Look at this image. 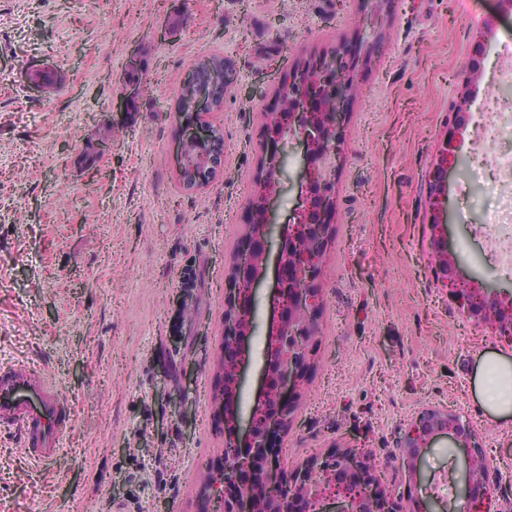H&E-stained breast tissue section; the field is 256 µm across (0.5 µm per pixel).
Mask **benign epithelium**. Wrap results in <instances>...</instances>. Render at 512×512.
<instances>
[{"mask_svg": "<svg viewBox=\"0 0 512 512\" xmlns=\"http://www.w3.org/2000/svg\"><path fill=\"white\" fill-rule=\"evenodd\" d=\"M356 92L350 65L340 49L313 65L297 69L278 90L287 111L264 112L262 150L264 177L251 205L252 224L234 256L230 287L224 295V342L218 368L220 416L224 419V461L208 467L205 485L213 492L214 512H406L403 499L385 488L373 459L351 449L314 457L288 472L276 455L277 440L288 431L300 397L297 392L314 356L316 314L321 305L318 279L332 234L336 161L339 155L338 104ZM192 120L185 123L183 140L208 144L198 156L201 174L195 187L203 188L221 170L218 146L213 144L204 116L216 111L211 96L201 93L184 100ZM463 130L460 106L452 103L448 120L429 173L430 194L437 207L431 221V272L449 289L459 307L478 326H486L512 344V297L492 288L459 281L455 260L448 256L439 204L448 169L459 160ZM304 146L301 203L280 236L278 251L270 257L269 233L274 225L268 203L279 188L281 149L286 138ZM274 263L276 279L273 314L266 333L262 367V394L248 418L241 417L238 393L244 364V346L255 331L253 293ZM440 436L452 437L467 452V482L492 499L489 470L482 445L463 415L446 407L422 409L404 435L403 461L409 477L418 480V461Z\"/></svg>", "mask_w": 512, "mask_h": 512, "instance_id": "1", "label": "benign epithelium"}]
</instances>
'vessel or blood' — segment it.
Listing matches in <instances>:
<instances>
[{
  "label": "vessel or blood",
  "instance_id": "b4317fda",
  "mask_svg": "<svg viewBox=\"0 0 512 512\" xmlns=\"http://www.w3.org/2000/svg\"><path fill=\"white\" fill-rule=\"evenodd\" d=\"M71 421L69 402L48 378L26 364L0 367V428L19 435L30 460H55Z\"/></svg>",
  "mask_w": 512,
  "mask_h": 512
}]
</instances>
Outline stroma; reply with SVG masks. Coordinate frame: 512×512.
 <instances>
[{
	"label": "stroma",
	"mask_w": 512,
	"mask_h": 512,
	"mask_svg": "<svg viewBox=\"0 0 512 512\" xmlns=\"http://www.w3.org/2000/svg\"><path fill=\"white\" fill-rule=\"evenodd\" d=\"M0 0V365L36 366L74 412L63 452L34 466L0 433V512H212L203 465L224 454L214 412L224 290L261 176V111L295 65L339 48L357 61L340 105L332 244L318 280L316 352L279 450L286 468L334 447L374 458L392 492L465 512L464 449L439 437L409 484L400 441L427 406L462 412L512 512V419L487 415L474 383L512 345L462 316L430 271L428 174L483 35L481 69L463 103L460 165L443 207L448 250L463 277L512 292L484 220L498 198L496 154L476 145V115L512 90L492 83L507 62L512 12L501 0H387L379 39L352 23L365 0ZM218 55L237 81L209 116L224 132L223 167L200 190L177 170L180 91L188 64ZM142 70L138 112L116 111L127 64ZM58 71L35 84L36 67ZM104 144L96 177L75 156ZM304 150L283 146L273 210L300 204ZM272 279L254 292L255 332L239 393L260 387ZM187 412L177 415L174 401Z\"/></svg>",
	"instance_id": "1"
}]
</instances>
